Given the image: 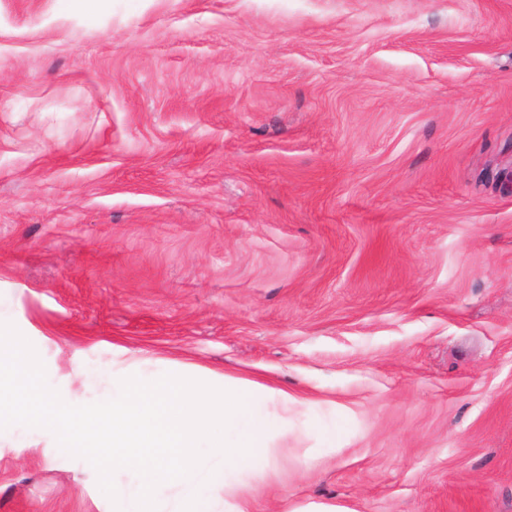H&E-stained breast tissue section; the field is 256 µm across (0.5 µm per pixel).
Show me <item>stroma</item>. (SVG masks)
I'll return each mask as SVG.
<instances>
[{
  "label": "stroma",
  "instance_id": "1",
  "mask_svg": "<svg viewBox=\"0 0 512 512\" xmlns=\"http://www.w3.org/2000/svg\"><path fill=\"white\" fill-rule=\"evenodd\" d=\"M0 322L304 399L255 512H512V0H0ZM0 512L113 505L14 426Z\"/></svg>",
  "mask_w": 512,
  "mask_h": 512
}]
</instances>
